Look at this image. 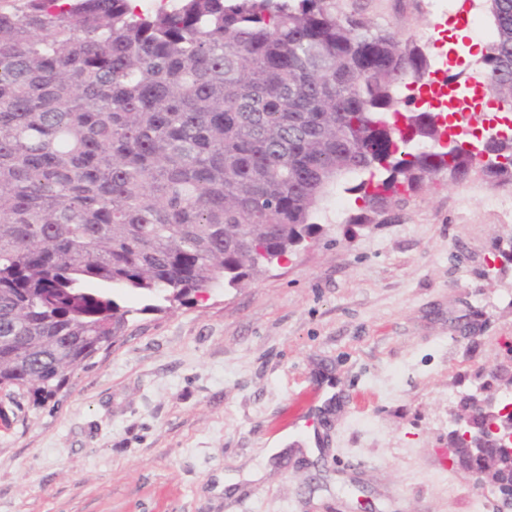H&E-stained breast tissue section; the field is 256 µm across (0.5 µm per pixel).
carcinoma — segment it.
Masks as SVG:
<instances>
[{
  "label": "carcinoma",
  "instance_id": "1",
  "mask_svg": "<svg viewBox=\"0 0 512 512\" xmlns=\"http://www.w3.org/2000/svg\"><path fill=\"white\" fill-rule=\"evenodd\" d=\"M492 96L512 98V0H489ZM417 45L336 0H22L0 7V389L36 402L112 341V290L183 302L254 278L324 232L342 186L373 224L441 177L512 184V137L484 168L438 112ZM463 396L461 413L490 402ZM469 417L477 457L499 448Z\"/></svg>",
  "mask_w": 512,
  "mask_h": 512
}]
</instances>
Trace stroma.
<instances>
[{"instance_id": "obj_1", "label": "stroma", "mask_w": 512, "mask_h": 512, "mask_svg": "<svg viewBox=\"0 0 512 512\" xmlns=\"http://www.w3.org/2000/svg\"><path fill=\"white\" fill-rule=\"evenodd\" d=\"M336 3L404 39L434 29L437 79L473 85L486 0ZM453 122L504 133L512 108L473 98ZM506 197L443 178L362 227L336 215L354 206L337 190L323 234L241 287L162 312L118 294L124 330L54 397L0 391V512H496L442 455L461 396L512 378Z\"/></svg>"}]
</instances>
